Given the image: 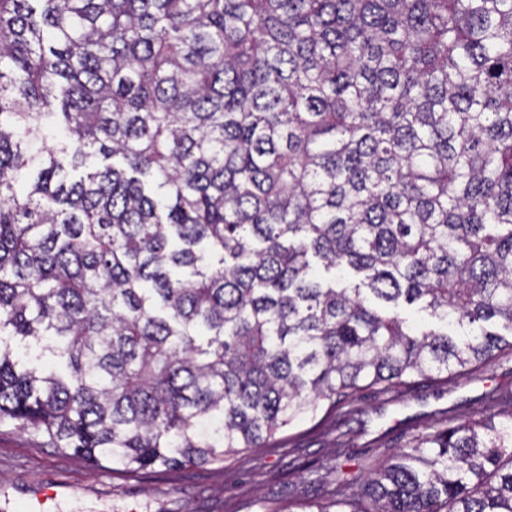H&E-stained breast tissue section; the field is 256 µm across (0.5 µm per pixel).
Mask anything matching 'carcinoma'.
I'll return each instance as SVG.
<instances>
[{
    "mask_svg": "<svg viewBox=\"0 0 512 512\" xmlns=\"http://www.w3.org/2000/svg\"><path fill=\"white\" fill-rule=\"evenodd\" d=\"M506 350L512 0H0V424L203 468ZM340 468L286 512H512V413Z\"/></svg>",
    "mask_w": 512,
    "mask_h": 512,
    "instance_id": "cac0c4a2",
    "label": "carcinoma"
}]
</instances>
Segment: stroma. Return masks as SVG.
<instances>
[{"instance_id":"1","label":"stroma","mask_w":512,"mask_h":512,"mask_svg":"<svg viewBox=\"0 0 512 512\" xmlns=\"http://www.w3.org/2000/svg\"><path fill=\"white\" fill-rule=\"evenodd\" d=\"M494 387L512 390V355L467 378L420 379L385 394L362 389L336 408L293 421L267 447L221 465L136 477L112 476L0 426V512H29L40 490L56 495L50 512H279L288 497L318 498L309 469L336 450L348 455V473L358 474L404 448L416 424L435 412L456 423L481 415L483 395Z\"/></svg>"}]
</instances>
